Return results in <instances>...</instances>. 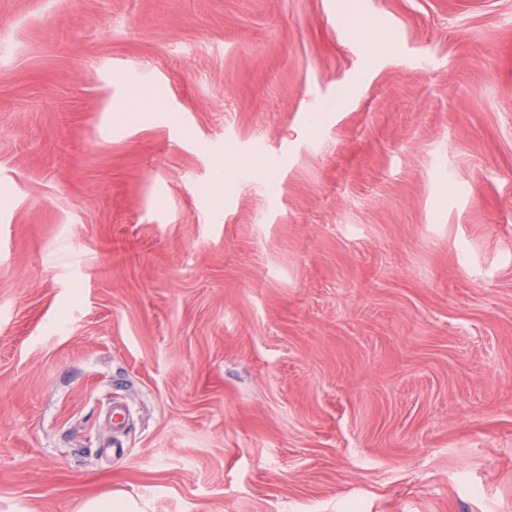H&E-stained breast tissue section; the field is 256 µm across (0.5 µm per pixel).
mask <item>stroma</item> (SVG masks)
Listing matches in <instances>:
<instances>
[{
    "mask_svg": "<svg viewBox=\"0 0 512 512\" xmlns=\"http://www.w3.org/2000/svg\"><path fill=\"white\" fill-rule=\"evenodd\" d=\"M117 494L512 512V0H0V512Z\"/></svg>",
    "mask_w": 512,
    "mask_h": 512,
    "instance_id": "35a3bbf8",
    "label": "stroma"
}]
</instances>
